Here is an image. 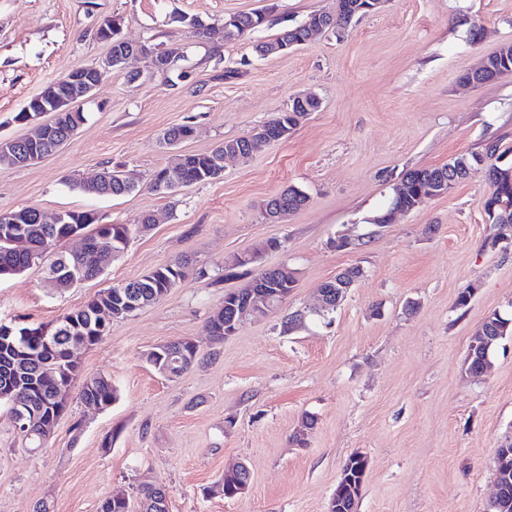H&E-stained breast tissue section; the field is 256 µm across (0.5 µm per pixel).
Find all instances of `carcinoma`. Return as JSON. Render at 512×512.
Here are the masks:
<instances>
[{
  "label": "carcinoma",
  "mask_w": 512,
  "mask_h": 512,
  "mask_svg": "<svg viewBox=\"0 0 512 512\" xmlns=\"http://www.w3.org/2000/svg\"><path fill=\"white\" fill-rule=\"evenodd\" d=\"M260 10L237 13L235 21L226 30L205 27L198 21L182 18L180 22L192 29V34L213 44L218 52L221 43L234 41L251 34L270 21L262 22ZM308 38L306 27L301 23L290 24L281 21V30L277 36L255 45V52L265 56L266 48L274 43H303ZM485 75L467 72L461 82L468 85L488 83L502 75L512 73V53L504 56L495 51L486 57ZM68 87L53 81L42 91L27 101V106L36 109L50 106L59 97L67 95ZM85 121V114L73 118L71 113L60 114L56 127L48 137L37 145V150L45 155L55 151L57 141L70 136L74 130L75 120ZM269 133L273 136L292 132L298 125L293 107L277 113L271 120ZM265 145L260 139L246 137L225 140L211 150L203 153H180L171 155L165 165L156 169L151 175L149 188L157 193L169 195L189 185L209 183L220 176L224 166L215 164V159L224 158L226 152H237L243 157L251 156ZM453 161L437 167L414 169L406 174L408 193L393 195L390 207L400 206L412 210L414 200L427 193L431 181L449 178L448 167ZM502 167L495 166L488 170L490 192L483 201V210L491 224H512V184L499 175ZM111 178L99 183L73 181L70 187L94 197H118L130 195L138 186L127 181L120 171V166L109 168ZM307 195L299 188L290 186L270 201L281 205L284 213L290 215L302 209L307 203ZM35 208L25 207L14 211L15 224H5L0 219V279L21 274L30 267L40 264L49 256H55L46 271L58 270L59 290H66L69 284L94 280L103 275L100 265L96 240L100 237L110 240L112 254L122 253L129 243L140 234L148 231L152 216L146 215L138 224H101L98 216L90 210L65 212L66 222L59 224H42L34 216ZM74 224L82 225L88 236V244L80 253H63L58 246L68 239ZM15 231L25 239V245L17 249L4 241V234ZM259 270L250 263L233 258L227 265L226 277H256ZM185 265H164L145 275L129 281H121L97 293L83 307L62 316L50 329L42 332L43 325H19L0 322V391L12 390L25 403L28 409L26 425L13 427V430L31 448H39L48 437L44 418L57 412H65L67 405L57 406L56 397L60 391L68 389L79 376V363L70 360L69 350L75 345L90 348L101 343L109 332V326L100 324L99 314L107 311L112 319L122 320L132 315L136 303L144 308L162 300L173 288L178 287L186 278ZM209 336L216 343L224 341V311L220 310L209 317L207 322ZM146 360L158 372H164L171 361H178L184 371L193 368L200 360V349L190 339H182L165 345L146 354ZM117 394L112 381L102 375H90L83 380L80 390L81 401L95 404L103 409L109 408L116 400ZM366 461L358 454L350 455L344 462L343 470L348 477L336 484L335 493L340 505L338 512H352L353 501L360 500L364 480ZM495 472L500 474V486L503 501L509 504L507 512H512V445L499 454L495 461Z\"/></svg>",
  "instance_id": "1"
}]
</instances>
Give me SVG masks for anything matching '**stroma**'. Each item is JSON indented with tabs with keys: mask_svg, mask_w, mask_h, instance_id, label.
<instances>
[{
	"mask_svg": "<svg viewBox=\"0 0 512 512\" xmlns=\"http://www.w3.org/2000/svg\"><path fill=\"white\" fill-rule=\"evenodd\" d=\"M266 0H0V137L28 128L16 120L45 85L104 56L94 35L106 16L124 20L127 40L176 43L188 79L132 83L149 60L130 59L84 105L76 135L42 163L0 166V213L35 207L45 216L91 210L104 224L163 214L96 280L59 292L44 267L0 280V322L54 325L100 290L176 262L189 275L165 298L112 322L105 340L79 352L83 375L111 378L118 398L98 411L79 398L42 448L22 445L0 410V512H99L125 489L167 492L169 512H326L345 459L367 456L358 512H487L496 448L512 443V334L489 373L464 370L467 345L491 312L512 317V230L489 224L486 168L512 164V74L476 87L460 77L512 42V0H387L343 36H315L282 56L260 58L263 27L224 43L222 59L182 23L211 24ZM240 74L224 76L225 62ZM321 102L287 140L245 160L227 159L218 179L175 195L148 190L169 153L164 131L192 123L188 152H203L286 110L295 96ZM497 143L485 154L488 143ZM467 151L483 167L446 196L375 226L406 172ZM120 164L139 189L97 198L66 186ZM308 201L282 223L263 205L288 186ZM356 247L331 248L338 235ZM276 238L269 266L294 269L299 283L280 311L246 321L212 343L209 316L224 292L243 286L224 266L234 254ZM364 274L329 318L312 316L319 285L342 269ZM476 292L457 307L459 292ZM304 327L283 331L290 313ZM194 340L201 360L171 380L146 361L160 344ZM315 419L307 447L290 437ZM111 449H104L105 437ZM245 464L248 491L212 494L225 470Z\"/></svg>",
	"mask_w": 512,
	"mask_h": 512,
	"instance_id": "stroma-1",
	"label": "stroma"
}]
</instances>
